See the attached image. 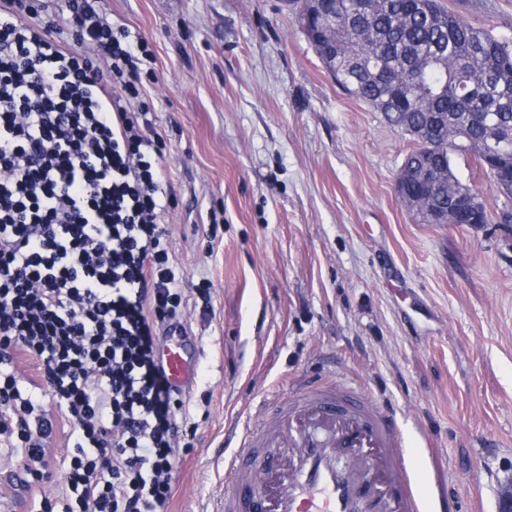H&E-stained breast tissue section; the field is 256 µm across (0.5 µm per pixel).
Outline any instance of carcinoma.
<instances>
[{
  "label": "carcinoma",
  "instance_id": "obj_1",
  "mask_svg": "<svg viewBox=\"0 0 512 512\" xmlns=\"http://www.w3.org/2000/svg\"><path fill=\"white\" fill-rule=\"evenodd\" d=\"M322 24L336 32V51L312 43L327 71L349 96L384 114L400 131L447 119L448 151L435 159L456 192L470 191L450 152H470L495 188L512 196V157L491 172L480 155L492 144L512 149V37L476 27L440 0H327ZM448 223L459 221L448 187L419 184ZM480 222L512 224V207L492 214L477 201Z\"/></svg>",
  "mask_w": 512,
  "mask_h": 512
}]
</instances>
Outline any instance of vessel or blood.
<instances>
[{"label": "vessel or blood", "mask_w": 512, "mask_h": 512, "mask_svg": "<svg viewBox=\"0 0 512 512\" xmlns=\"http://www.w3.org/2000/svg\"><path fill=\"white\" fill-rule=\"evenodd\" d=\"M158 359L174 388L192 386L200 352L184 325L164 332ZM340 448L350 469L336 464ZM406 457L393 416L363 390L300 391L242 436L224 512H425Z\"/></svg>", "instance_id": "obj_1"}]
</instances>
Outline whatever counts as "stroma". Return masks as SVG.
<instances>
[{"mask_svg":"<svg viewBox=\"0 0 512 512\" xmlns=\"http://www.w3.org/2000/svg\"><path fill=\"white\" fill-rule=\"evenodd\" d=\"M441 3L512 36V0ZM90 4L155 53L141 98L201 350L165 512H224L242 431L313 383L385 405L444 512H497L512 484V226L419 220L396 189L412 139L336 85L291 0ZM451 163L489 211L507 204L470 153ZM33 482L0 459L19 512H41Z\"/></svg>","mask_w":512,"mask_h":512,"instance_id":"obj_1","label":"stroma"}]
</instances>
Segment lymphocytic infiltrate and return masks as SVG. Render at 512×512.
Wrapping results in <instances>:
<instances>
[{
  "instance_id": "lymphocytic-infiltrate-1",
  "label": "lymphocytic infiltrate",
  "mask_w": 512,
  "mask_h": 512,
  "mask_svg": "<svg viewBox=\"0 0 512 512\" xmlns=\"http://www.w3.org/2000/svg\"><path fill=\"white\" fill-rule=\"evenodd\" d=\"M49 3L0 0V435L26 472H63L35 489L61 512H163L183 402L157 347L184 298L138 102L153 53L88 0L70 33L34 24Z\"/></svg>"
}]
</instances>
